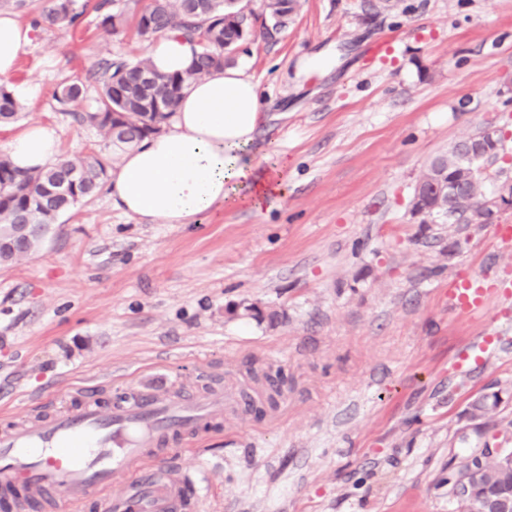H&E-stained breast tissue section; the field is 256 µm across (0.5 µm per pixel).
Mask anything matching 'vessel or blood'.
Listing matches in <instances>:
<instances>
[{
	"label": "vessel or blood",
	"mask_w": 512,
	"mask_h": 512,
	"mask_svg": "<svg viewBox=\"0 0 512 512\" xmlns=\"http://www.w3.org/2000/svg\"><path fill=\"white\" fill-rule=\"evenodd\" d=\"M512 298V282L486 284L472 277L454 281L448 304L459 315L482 316L491 297ZM223 390L200 398L132 388L110 409L96 399L51 418L0 430V484H21L32 504L77 506L96 492L109 495L112 512H179L185 497L180 463L160 462L151 449L172 433H191L223 415Z\"/></svg>",
	"instance_id": "vessel-or-blood-1"
}]
</instances>
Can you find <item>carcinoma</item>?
I'll list each match as a JSON object with an SVG mask.
<instances>
[{
  "mask_svg": "<svg viewBox=\"0 0 512 512\" xmlns=\"http://www.w3.org/2000/svg\"><path fill=\"white\" fill-rule=\"evenodd\" d=\"M109 0H48L42 10L44 19L59 27L72 26L79 13L92 9L101 14L100 24L116 30V15L102 13ZM296 7L295 0H263V11L271 26L266 35L273 37L286 25ZM253 12L245 11L239 0H150L135 14L139 36L152 38L178 31L199 47L192 66L173 74L158 72L148 59L136 61L124 57L107 60L95 69L93 76L99 85V97L91 112H76L79 122H86L116 147L137 145L145 137L161 131L178 109L183 90L191 81L220 71L235 62L240 44L252 35L250 21ZM84 86L80 81L63 84L55 97L63 105H75L83 100ZM20 109L7 84L0 82V121L14 118ZM479 129L460 140L448 153L435 157L419 185H427L447 173L450 181H466L465 195H447L443 212L448 223L459 224L469 219L474 205L490 201L482 193L484 160L470 154V148L480 143ZM106 169L95 155L78 159L60 157L52 166L22 170L9 157H0V239L9 247L0 249V264H11L35 251L51 224L76 205L87 203L100 191ZM483 483L489 489L506 486L512 491V472H504L496 457L483 463Z\"/></svg>",
  "mask_w": 512,
  "mask_h": 512,
  "instance_id": "cac0c4a2",
  "label": "carcinoma"
}]
</instances>
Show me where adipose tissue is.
Returning a JSON list of instances; mask_svg holds the SVG:
<instances>
[{"label":"adipose tissue","instance_id":"ef3b65f1","mask_svg":"<svg viewBox=\"0 0 512 512\" xmlns=\"http://www.w3.org/2000/svg\"><path fill=\"white\" fill-rule=\"evenodd\" d=\"M31 43V30L0 13V78L12 74ZM192 45L178 32L163 35L150 60L162 73L187 70ZM260 86L236 67L192 82L168 129L144 138L112 170L109 195L127 215L153 223L194 224L222 209L249 202L262 207L286 189V158L256 174L247 156L260 120ZM7 152L21 168L55 163L59 137L41 124L26 126Z\"/></svg>","mask_w":512,"mask_h":512}]
</instances>
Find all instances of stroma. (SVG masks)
I'll return each mask as SVG.
<instances>
[{
    "label": "stroma",
    "mask_w": 512,
    "mask_h": 512,
    "mask_svg": "<svg viewBox=\"0 0 512 512\" xmlns=\"http://www.w3.org/2000/svg\"><path fill=\"white\" fill-rule=\"evenodd\" d=\"M32 42L10 89L40 84L0 125V154L27 124L53 127L61 155L122 153L54 98L88 73L153 45L104 30L94 11L62 28L37 0H0ZM263 19L236 65L257 81L262 118L249 155L286 156L272 206L240 205L198 224H149L108 189L60 216L40 248L0 266V429L123 389L187 396L221 388L223 420L172 442L199 470L185 512H456L448 478L484 444L512 448V349L460 351L512 334V301L479 318L448 306L451 281L512 278V246L490 224L422 221L410 200L430 162L479 128L506 153L486 195L512 179V0H299L267 38ZM335 65L304 70L311 56ZM281 315L276 324L251 308ZM284 381L277 408L259 379ZM498 394L472 416L471 403Z\"/></svg>",
    "instance_id": "obj_1"
}]
</instances>
